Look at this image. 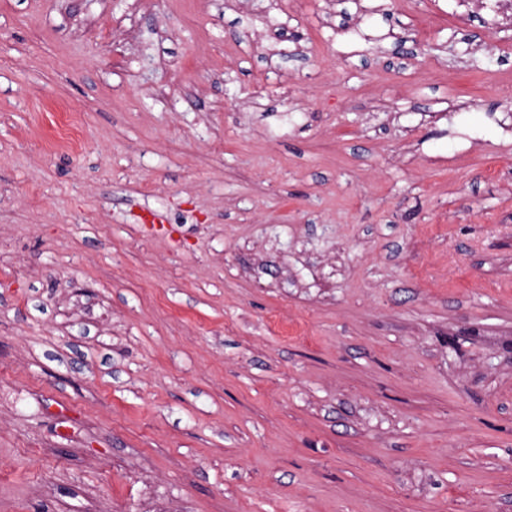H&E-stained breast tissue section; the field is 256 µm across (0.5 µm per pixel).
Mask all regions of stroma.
Returning a JSON list of instances; mask_svg holds the SVG:
<instances>
[{"mask_svg": "<svg viewBox=\"0 0 512 512\" xmlns=\"http://www.w3.org/2000/svg\"><path fill=\"white\" fill-rule=\"evenodd\" d=\"M510 14L0 0V512H512Z\"/></svg>", "mask_w": 512, "mask_h": 512, "instance_id": "35a3bbf8", "label": "stroma"}]
</instances>
